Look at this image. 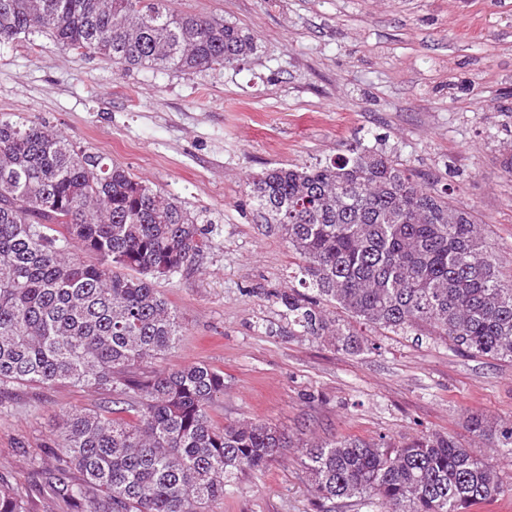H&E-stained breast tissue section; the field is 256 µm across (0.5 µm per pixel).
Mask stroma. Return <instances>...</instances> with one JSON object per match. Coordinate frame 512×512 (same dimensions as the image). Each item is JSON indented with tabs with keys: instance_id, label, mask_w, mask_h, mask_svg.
<instances>
[{
	"instance_id": "35a3bbf8",
	"label": "stroma",
	"mask_w": 512,
	"mask_h": 512,
	"mask_svg": "<svg viewBox=\"0 0 512 512\" xmlns=\"http://www.w3.org/2000/svg\"><path fill=\"white\" fill-rule=\"evenodd\" d=\"M217 17L256 48L221 70H124L43 41L0 45V112L44 121L106 163L214 221L196 265L160 288L184 327L148 369L204 362L224 374L211 417L258 420L292 439H472L467 413L512 420V362L435 336L378 331L349 355L301 335L275 299L300 259L256 215L249 183L288 164L369 148L473 211L512 277V0H171ZM101 395L68 383L0 386V478L34 512H69L35 487L70 410ZM213 512H315L297 449L239 472Z\"/></svg>"
}]
</instances>
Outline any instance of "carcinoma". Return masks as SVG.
I'll return each instance as SVG.
<instances>
[{
    "label": "carcinoma",
    "instance_id": "obj_1",
    "mask_svg": "<svg viewBox=\"0 0 512 512\" xmlns=\"http://www.w3.org/2000/svg\"><path fill=\"white\" fill-rule=\"evenodd\" d=\"M36 35L124 69L220 70L254 50L238 27L178 13L171 0H0V44ZM251 193L310 278V295L275 294L303 333L352 355L374 349L327 303L374 329L426 330L451 349L512 361V283L448 191L362 149L269 170ZM210 223L45 123L0 113V383L106 396L97 411L65 413L55 463L39 468L70 512H211L239 472L294 447L263 422L216 426L224 373L205 363L139 370L182 340L155 280L196 263ZM76 248L98 261L80 262ZM466 424L512 456L511 422L470 413ZM300 447L322 512H472L512 495L488 454L437 431ZM0 512H33L32 499L0 480Z\"/></svg>",
    "mask_w": 512,
    "mask_h": 512
}]
</instances>
